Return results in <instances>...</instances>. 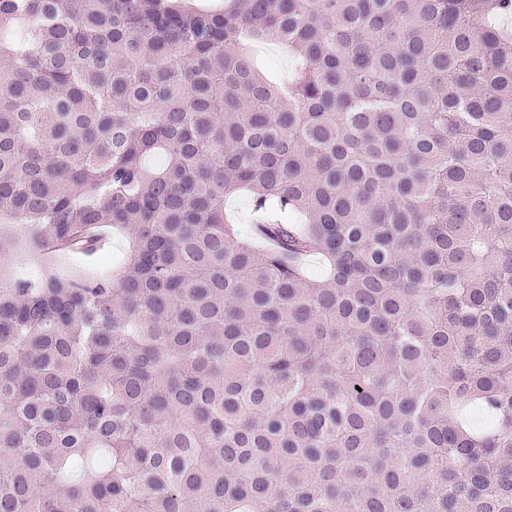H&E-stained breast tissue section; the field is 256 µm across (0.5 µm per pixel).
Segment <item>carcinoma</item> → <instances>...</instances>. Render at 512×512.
<instances>
[{
	"instance_id": "carcinoma-1",
	"label": "carcinoma",
	"mask_w": 512,
	"mask_h": 512,
	"mask_svg": "<svg viewBox=\"0 0 512 512\" xmlns=\"http://www.w3.org/2000/svg\"><path fill=\"white\" fill-rule=\"evenodd\" d=\"M226 2L0 0V217L131 242L0 282V512H512V0ZM268 50L261 49L259 57L272 76L278 80H288V74L292 70L291 61L277 46H268ZM107 237L105 241V256L96 254L86 256L84 254L62 250L54 252L56 258L55 267L57 270L68 276H89L98 270H110L118 262L129 248V239L123 233L112 231V228L105 227Z\"/></svg>"
}]
</instances>
